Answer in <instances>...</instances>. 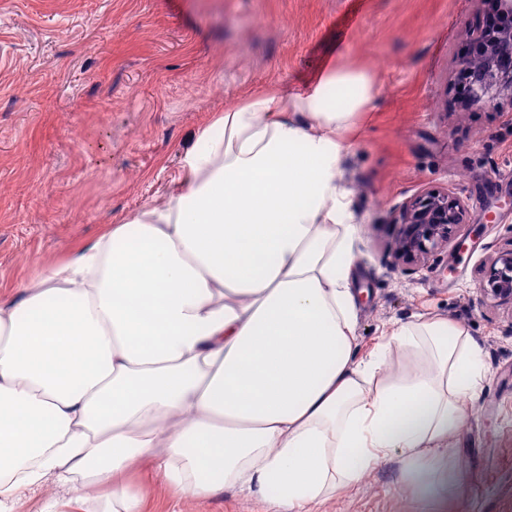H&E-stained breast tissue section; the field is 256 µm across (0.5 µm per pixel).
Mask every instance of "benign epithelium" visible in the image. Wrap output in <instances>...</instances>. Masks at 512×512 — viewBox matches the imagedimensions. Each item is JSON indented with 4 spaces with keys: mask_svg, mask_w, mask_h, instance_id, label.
I'll return each mask as SVG.
<instances>
[{
    "mask_svg": "<svg viewBox=\"0 0 512 512\" xmlns=\"http://www.w3.org/2000/svg\"><path fill=\"white\" fill-rule=\"evenodd\" d=\"M504 23L494 29H465L467 52L457 61L456 91L464 111L512 107V0H496ZM400 233L391 243L393 268L413 274L448 248L468 249L466 201L448 185H429L394 213ZM485 297L512 305V242L495 252L480 272Z\"/></svg>",
    "mask_w": 512,
    "mask_h": 512,
    "instance_id": "obj_1",
    "label": "benign epithelium"
}]
</instances>
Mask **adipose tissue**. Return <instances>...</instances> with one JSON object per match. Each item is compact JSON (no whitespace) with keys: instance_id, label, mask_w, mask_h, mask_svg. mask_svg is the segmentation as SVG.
<instances>
[{"instance_id":"1","label":"adipose tissue","mask_w":512,"mask_h":512,"mask_svg":"<svg viewBox=\"0 0 512 512\" xmlns=\"http://www.w3.org/2000/svg\"><path fill=\"white\" fill-rule=\"evenodd\" d=\"M375 96L333 69L201 129L160 205L0 298V512L54 487L78 512H141L123 482L226 490L308 512L397 460L434 506L464 495L453 433L487 368L445 319L355 346V224L341 133ZM415 366L382 376L389 355Z\"/></svg>"}]
</instances>
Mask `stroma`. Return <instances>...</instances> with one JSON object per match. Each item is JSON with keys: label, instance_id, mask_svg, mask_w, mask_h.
Here are the masks:
<instances>
[{"label": "stroma", "instance_id": "35a3bbf8", "mask_svg": "<svg viewBox=\"0 0 512 512\" xmlns=\"http://www.w3.org/2000/svg\"><path fill=\"white\" fill-rule=\"evenodd\" d=\"M492 0H0V296L44 263L93 243L166 196L200 129L260 93L294 95L331 69L362 70L341 185L355 248L356 346L421 318L458 324L487 375L454 438L471 478L451 512H512V306L484 297L479 270L512 240V109L459 111L452 80L463 29ZM430 184L464 198L480 231L461 254L395 271V207ZM496 213L488 222V213ZM142 512H269L231 492L207 500L155 485ZM313 512H431L375 466Z\"/></svg>", "mask_w": 512, "mask_h": 512}]
</instances>
